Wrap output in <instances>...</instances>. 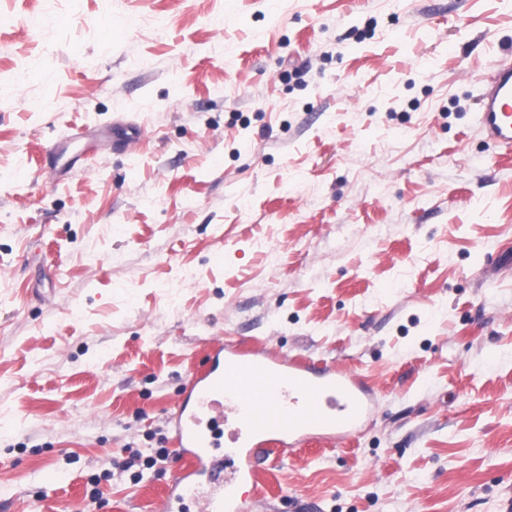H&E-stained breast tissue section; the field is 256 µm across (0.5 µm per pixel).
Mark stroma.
Instances as JSON below:
<instances>
[{"label":"stroma","mask_w":512,"mask_h":512,"mask_svg":"<svg viewBox=\"0 0 512 512\" xmlns=\"http://www.w3.org/2000/svg\"><path fill=\"white\" fill-rule=\"evenodd\" d=\"M510 63L512 0H0V512H159L218 340L376 392L252 512H512ZM476 121L488 139L512 148V65L500 66L479 95Z\"/></svg>","instance_id":"35a3bbf8"}]
</instances>
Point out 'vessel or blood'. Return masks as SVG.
<instances>
[{
  "label": "vessel or blood",
  "instance_id": "vessel-or-blood-1",
  "mask_svg": "<svg viewBox=\"0 0 512 512\" xmlns=\"http://www.w3.org/2000/svg\"><path fill=\"white\" fill-rule=\"evenodd\" d=\"M476 121L488 139L512 148V65L491 73ZM373 408L374 392L354 370L215 343L170 419L181 466L167 484L164 512L215 470L216 443L224 444L233 475L222 492L198 497L199 512H248L241 490H258L259 454L276 455L313 438L351 439Z\"/></svg>",
  "mask_w": 512,
  "mask_h": 512
}]
</instances>
